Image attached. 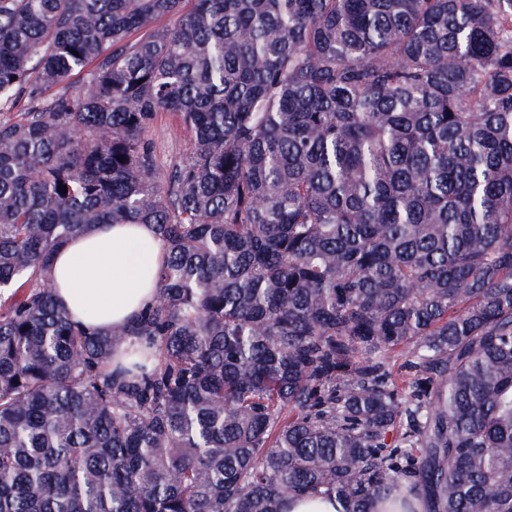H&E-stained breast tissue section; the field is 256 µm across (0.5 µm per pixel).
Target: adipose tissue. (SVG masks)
<instances>
[{
	"instance_id": "ef3b65f1",
	"label": "adipose tissue",
	"mask_w": 512,
	"mask_h": 512,
	"mask_svg": "<svg viewBox=\"0 0 512 512\" xmlns=\"http://www.w3.org/2000/svg\"><path fill=\"white\" fill-rule=\"evenodd\" d=\"M165 258L153 225H97L55 252V297L86 331L104 333L127 325L155 304Z\"/></svg>"
}]
</instances>
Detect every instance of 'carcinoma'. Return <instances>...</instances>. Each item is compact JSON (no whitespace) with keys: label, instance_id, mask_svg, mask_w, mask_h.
I'll return each instance as SVG.
<instances>
[{"label":"carcinoma","instance_id":"carcinoma-1","mask_svg":"<svg viewBox=\"0 0 512 512\" xmlns=\"http://www.w3.org/2000/svg\"><path fill=\"white\" fill-rule=\"evenodd\" d=\"M95 224L167 250L107 333L48 277ZM403 478L512 512V0H0V512ZM147 136L153 141L162 160L179 159L187 153L189 137L175 117L167 112L159 115Z\"/></svg>","mask_w":512,"mask_h":512}]
</instances>
